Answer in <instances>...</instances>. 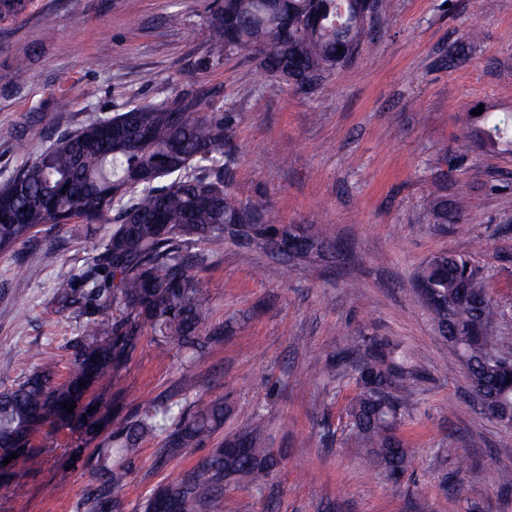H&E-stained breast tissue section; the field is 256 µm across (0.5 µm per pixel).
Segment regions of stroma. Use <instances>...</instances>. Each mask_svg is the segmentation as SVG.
Instances as JSON below:
<instances>
[{"label": "stroma", "mask_w": 512, "mask_h": 512, "mask_svg": "<svg viewBox=\"0 0 512 512\" xmlns=\"http://www.w3.org/2000/svg\"><path fill=\"white\" fill-rule=\"evenodd\" d=\"M212 7L32 0L22 17L0 20V171L46 148L27 139L30 126L74 130L133 104L202 95L233 127V181L251 186L278 223L325 230L334 244L329 258L302 264L227 242L191 249L209 321L224 326L223 341L188 372L197 394L229 403L224 434L258 424L284 454L262 491L225 483L224 512H512V488L498 479L512 472V428L471 403L464 370L443 369L445 344L415 288L433 254L471 256L491 274L490 296L506 311L499 333L512 346V153L483 149L466 129L471 110L512 113V0H390L327 94L296 91L248 54L198 70ZM174 11L181 26L168 23ZM103 50L110 65L94 66ZM440 196L463 200L464 223H433L428 202ZM93 246L64 227L0 253V386L32 373L36 351L57 380L67 377L82 320L58 312L54 284ZM371 336L400 343L418 370L398 431L411 457L397 479L349 436L353 367L327 370L343 351L366 356ZM180 363L142 338L119 375L88 396L110 403L120 426L138 405L181 399ZM73 444L66 428L36 435L35 454L0 485V512H83L91 477L72 466ZM160 446L144 440L121 512H141L205 454L188 448L161 465Z\"/></svg>", "instance_id": "1"}]
</instances>
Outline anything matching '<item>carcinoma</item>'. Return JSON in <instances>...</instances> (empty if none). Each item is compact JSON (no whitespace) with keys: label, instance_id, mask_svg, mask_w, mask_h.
I'll return each mask as SVG.
<instances>
[{"label":"carcinoma","instance_id":"1","mask_svg":"<svg viewBox=\"0 0 512 512\" xmlns=\"http://www.w3.org/2000/svg\"><path fill=\"white\" fill-rule=\"evenodd\" d=\"M30 0H0V19L26 13ZM385 0H220L208 17L206 67L241 52L256 53L272 77L299 92L324 86L336 69L359 54L371 21ZM343 51H338V48ZM146 128L150 136L141 138ZM470 137L482 147H512V115L469 116ZM233 129L223 113L208 111L196 94L157 104H135L62 133L35 160L0 183V253L75 220L83 236L95 225L110 230L82 266L55 283L57 310L84 318L73 344L71 376L54 381L44 364L23 380L0 389V460L35 451L32 437L46 426H67L86 444L103 425L104 444L76 461L95 482L84 512H114L142 442L161 437L158 462L183 448H203L224 427L223 400L139 407L112 428L108 406L86 400L87 388L112 381L140 343L144 331L162 352L203 356L224 340V327L211 325L210 295L192 271L188 249L197 242L242 243L258 254L288 259L319 256L330 249L323 233L278 224L249 188L230 180L236 156ZM437 224L464 219L463 205L430 201ZM417 285L440 306L429 311L439 331L453 315L461 348H452L448 370L466 369L476 396L512 406V351L500 345L496 323L503 312L489 297L482 268L468 257L440 252L423 268ZM372 354L353 361L358 394L350 406V434L370 449L374 464L394 477L409 463V449L396 432L412 397L417 369L388 339H369ZM73 412H67L70 404ZM280 457L252 426L209 449L189 475L160 485L143 512H224V480L257 491L264 488Z\"/></svg>","mask_w":512,"mask_h":512}]
</instances>
